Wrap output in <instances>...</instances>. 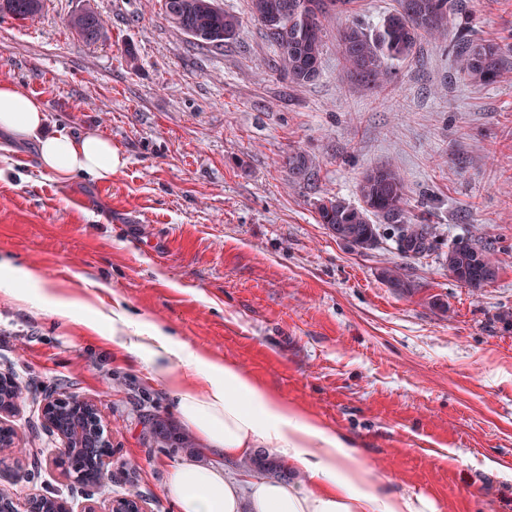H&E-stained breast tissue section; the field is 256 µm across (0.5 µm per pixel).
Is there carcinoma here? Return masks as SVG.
<instances>
[{
	"label": "carcinoma",
	"instance_id": "obj_1",
	"mask_svg": "<svg viewBox=\"0 0 512 512\" xmlns=\"http://www.w3.org/2000/svg\"><path fill=\"white\" fill-rule=\"evenodd\" d=\"M310 0H248L247 14L260 24L265 37L275 48V69L288 83L303 86L320 74L326 36L327 16L341 4L350 9L351 0H322L324 8L313 13L307 8ZM44 0H0V14L15 20L32 19L42 12ZM165 20L188 36L201 49H220L234 39L242 26L240 16L224 11L218 0H163ZM462 14L458 0H398L396 8L384 15L372 29L353 25L338 32L337 42L351 81L367 88H376L391 81L393 65L414 58L420 42L427 38L448 36L449 18ZM67 27L86 43L99 41L106 33V24L91 5L75 12L66 20ZM452 54L460 72L482 85H492L512 71V59L500 45L482 38L459 22L452 37ZM288 181L292 184L310 182L317 176L314 159L302 150H292L285 160ZM360 203L353 205L337 197H325L317 207L318 221L331 234L346 229L354 233L346 246L371 250L380 237L379 224L393 230L396 250L405 258H417L439 249V239L430 224L412 222L405 209V186L401 176L389 167L366 170L359 182ZM379 223H374V220ZM448 271L464 286L480 291L498 277L499 266L494 247L470 239L448 247ZM381 279L393 288L407 289L397 267H387ZM22 391L16 382L0 388V407H16ZM97 413L89 406L75 411L68 406L58 408L52 431H71L72 445L67 460L80 465L82 479L78 488L94 496L105 487V477L98 471V460L106 453L104 432L98 425ZM150 433L163 448L193 449L189 434L171 428L159 416L147 419ZM248 471L273 474L293 480L296 473L285 469L266 456L245 459Z\"/></svg>",
	"mask_w": 512,
	"mask_h": 512
}]
</instances>
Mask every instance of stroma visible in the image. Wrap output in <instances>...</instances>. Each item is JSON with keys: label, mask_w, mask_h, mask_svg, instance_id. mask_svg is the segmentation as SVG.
<instances>
[{"label": "stroma", "mask_w": 512, "mask_h": 512, "mask_svg": "<svg viewBox=\"0 0 512 512\" xmlns=\"http://www.w3.org/2000/svg\"><path fill=\"white\" fill-rule=\"evenodd\" d=\"M88 1L107 27L93 44L66 25ZM161 2L45 0L33 19L0 17V82L38 99L54 128L96 131L125 160L108 182L60 180L34 144L0 152V255L70 298L100 296L131 322L232 358L353 439L384 491L425 496L437 512H512V72L474 83L447 41L427 39L389 84L365 89L336 33L377 25L396 0H355L327 25L318 79L293 86L269 70L274 49L247 0H218L244 19L220 50L194 47ZM462 2L476 34L512 46V0ZM294 149L318 165L313 185L289 184ZM385 166L445 244H495L493 284L471 291L439 252L401 257L386 230L365 252L329 235L320 199L358 203L363 172ZM394 265L411 292L381 280ZM85 317L0 288V373L23 388L9 423L27 450L0 468V487L20 500L57 489L73 512L130 494L145 512H180L167 482L184 459L241 474L218 453L153 441L147 415L179 422L173 392L145 358L102 347ZM57 393L101 412L105 493L85 496L54 464L62 441L42 408ZM32 453L42 479L29 483L18 473Z\"/></svg>", "instance_id": "stroma-1"}]
</instances>
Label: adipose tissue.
I'll list each match as a JSON object with an SVG mask.
<instances>
[{
	"mask_svg": "<svg viewBox=\"0 0 512 512\" xmlns=\"http://www.w3.org/2000/svg\"><path fill=\"white\" fill-rule=\"evenodd\" d=\"M25 141L37 144L42 172L62 178L84 173L108 181L125 164L111 141L93 132L49 130L39 100L0 82V150ZM0 274L16 282L14 300L34 290L57 314L69 316L70 302L40 273L0 257ZM133 326L121 347L146 356L153 377L174 391L179 418L211 451L231 460L264 448L306 477L298 484L233 476L189 459L173 469L167 484L181 512H437L426 497L383 493L365 477L346 436L280 399L232 359L190 350L157 325Z\"/></svg>",
	"mask_w": 512,
	"mask_h": 512,
	"instance_id": "ef3b65f1",
	"label": "adipose tissue"
}]
</instances>
